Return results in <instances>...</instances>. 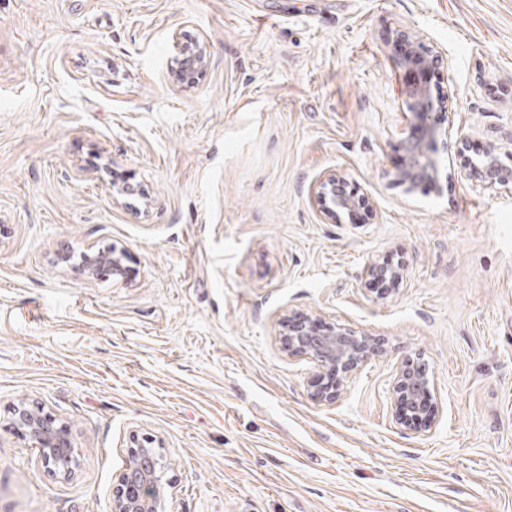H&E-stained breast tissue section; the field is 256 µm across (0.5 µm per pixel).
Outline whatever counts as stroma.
Masks as SVG:
<instances>
[{"mask_svg":"<svg viewBox=\"0 0 512 512\" xmlns=\"http://www.w3.org/2000/svg\"><path fill=\"white\" fill-rule=\"evenodd\" d=\"M401 30L452 126L411 193ZM177 34L210 57L184 83ZM491 148L512 167V0H0V512H112L135 432L171 512H512V182L461 174ZM334 171L370 202L337 224ZM105 247L126 277L73 260ZM302 313L385 344L329 406L279 340ZM414 353L426 432L389 391ZM22 398L70 424L69 477L8 430ZM349 189L348 178L341 173H331L317 179L310 187V194L316 202L319 212L329 220L339 223L341 214H350L364 198ZM421 360L419 354L402 359L394 373L390 394L400 425L431 429L435 424L434 381Z\"/></svg>","mask_w":512,"mask_h":512,"instance_id":"1","label":"stroma"}]
</instances>
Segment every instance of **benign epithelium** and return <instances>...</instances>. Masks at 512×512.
Masks as SVG:
<instances>
[{
    "instance_id": "benign-epithelium-1",
    "label": "benign epithelium",
    "mask_w": 512,
    "mask_h": 512,
    "mask_svg": "<svg viewBox=\"0 0 512 512\" xmlns=\"http://www.w3.org/2000/svg\"><path fill=\"white\" fill-rule=\"evenodd\" d=\"M175 54L168 66L172 81L182 82L204 70L209 63L205 45H188L174 38ZM441 58L428 55L419 47L400 66L414 72L408 87L410 111L415 119V131L407 138L404 166L397 171V180L413 191L424 183L435 184L439 172L433 153L441 136L448 129L434 119L436 109L444 107V99L433 96L431 74L440 68ZM464 178L484 189L512 180V168L504 165L492 148L486 151L481 163L468 161L463 166ZM310 194L319 212L338 223L341 215L351 213L364 204V198L349 189L348 178L331 173L317 179ZM366 273L373 277L389 276L399 284L404 268L385 266L376 262L367 265ZM283 347L292 355L312 359L319 368L318 378L311 385L310 399L316 404L332 405L340 395L344 382L363 363L382 348L372 336L325 322L317 315L304 314L285 324ZM390 394L397 412L398 423L411 427L431 428L435 424L434 381L428 375L420 355L402 359L394 373ZM8 429L29 437L40 450L47 471L55 476H69L73 470V442L69 423L45 411L44 407L20 399L13 404ZM173 498V482L168 477L167 457L160 440L134 434L128 450V460L112 486V512H168Z\"/></svg>"
}]
</instances>
